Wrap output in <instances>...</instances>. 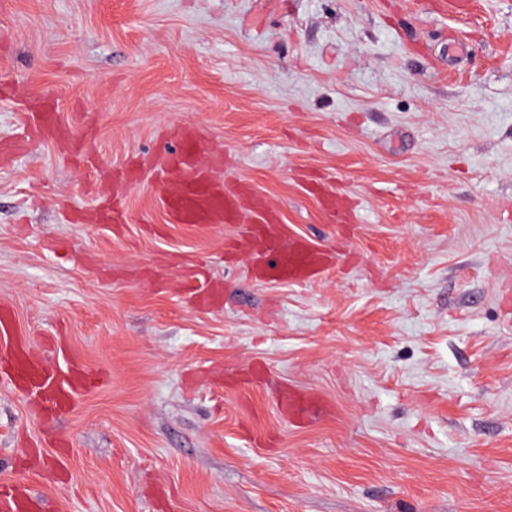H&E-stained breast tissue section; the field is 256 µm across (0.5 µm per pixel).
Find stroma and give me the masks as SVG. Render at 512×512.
<instances>
[{
  "label": "stroma",
  "mask_w": 512,
  "mask_h": 512,
  "mask_svg": "<svg viewBox=\"0 0 512 512\" xmlns=\"http://www.w3.org/2000/svg\"><path fill=\"white\" fill-rule=\"evenodd\" d=\"M0 88V140L47 90L71 139L0 165V485L49 512H512V0H0ZM183 125L333 253L322 278L253 279L246 225L171 222L149 165ZM134 161L121 223L79 220ZM21 340L86 370L69 407L12 381Z\"/></svg>",
  "instance_id": "35a3bbf8"
}]
</instances>
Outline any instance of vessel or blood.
<instances>
[{"label": "vessel or blood", "instance_id": "1", "mask_svg": "<svg viewBox=\"0 0 512 512\" xmlns=\"http://www.w3.org/2000/svg\"><path fill=\"white\" fill-rule=\"evenodd\" d=\"M49 96H42L38 107L21 111L25 138L50 136L65 139L47 105ZM177 152L159 156L154 167L162 173L161 192L171 220L177 224H258L259 235L247 238L252 255V269L258 278L268 281L302 282L322 277L331 265L326 251L305 238L289 233L279 224L275 211L242 180L224 178V161L214 156L199 157V138L190 127L176 130ZM24 140L0 144V160L7 162L22 149ZM45 400L61 406L72 402L79 380L72 375L45 373L42 378ZM37 503L22 486L0 488V512H36Z\"/></svg>", "mask_w": 512, "mask_h": 512}]
</instances>
